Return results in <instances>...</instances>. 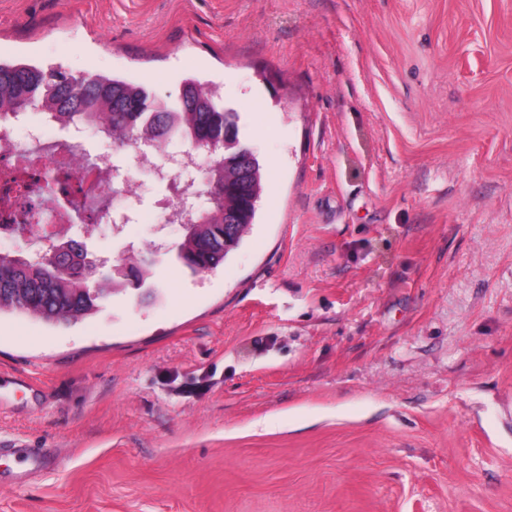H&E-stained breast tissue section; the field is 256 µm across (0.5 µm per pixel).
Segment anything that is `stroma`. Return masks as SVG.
I'll return each mask as SVG.
<instances>
[{"label": "stroma", "instance_id": "1", "mask_svg": "<svg viewBox=\"0 0 512 512\" xmlns=\"http://www.w3.org/2000/svg\"><path fill=\"white\" fill-rule=\"evenodd\" d=\"M0 58L196 78L265 171L217 270L0 315V512H512V0H0ZM135 178L93 256L179 240Z\"/></svg>", "mask_w": 512, "mask_h": 512}]
</instances>
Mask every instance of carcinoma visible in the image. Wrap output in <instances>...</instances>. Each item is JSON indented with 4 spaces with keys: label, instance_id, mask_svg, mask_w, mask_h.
I'll list each match as a JSON object with an SVG mask.
<instances>
[{
    "label": "carcinoma",
    "instance_id": "1",
    "mask_svg": "<svg viewBox=\"0 0 512 512\" xmlns=\"http://www.w3.org/2000/svg\"><path fill=\"white\" fill-rule=\"evenodd\" d=\"M45 80L44 70L23 63L0 62V118L24 107L29 93ZM89 92L75 96L68 109L56 108L49 96L38 102L58 125L96 129L124 147L132 141L149 145L176 130L193 144L210 139L217 164L210 172L211 206L192 213L183 222V234L174 245V260L193 275L211 272L224 263L254 221L250 199L259 198L262 172L258 160L238 155L239 120L236 112L194 80L183 83L179 97L191 98L193 109L182 103L163 109L148 105L145 86L122 78L85 80ZM155 261L143 254L127 261H104L83 251L73 261L65 244L50 245L27 256L0 252V313L19 311L48 324H74L94 315L122 282L141 290V297H157L152 277Z\"/></svg>",
    "mask_w": 512,
    "mask_h": 512
}]
</instances>
